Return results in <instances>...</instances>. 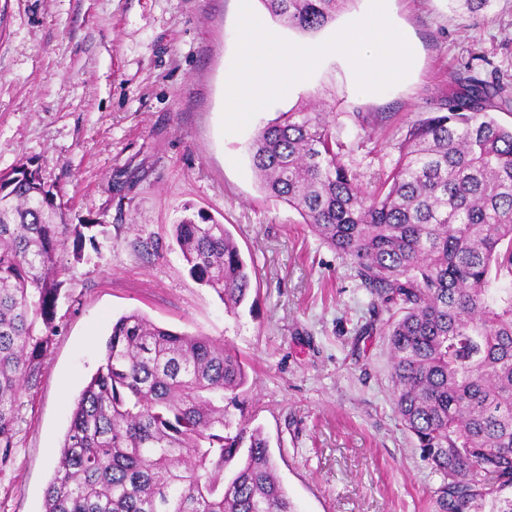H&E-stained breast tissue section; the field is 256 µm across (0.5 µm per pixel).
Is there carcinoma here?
<instances>
[{"label": "carcinoma", "instance_id": "obj_1", "mask_svg": "<svg viewBox=\"0 0 512 512\" xmlns=\"http://www.w3.org/2000/svg\"><path fill=\"white\" fill-rule=\"evenodd\" d=\"M315 33L352 0H260ZM439 111L412 122L374 185L344 161L333 108L306 105L260 128V190L285 202L350 262L385 305L394 405L442 477L448 512H512V101L497 80L451 76ZM0 469L16 447L20 394L52 344L66 268L96 247L71 224L39 167L0 173ZM173 237L190 274L235 315L254 269L223 224L185 216ZM248 383L214 340L160 327L138 311L112 324L102 364L71 414L45 512H295L267 440L233 424L224 398ZM231 476L224 477L225 470Z\"/></svg>", "mask_w": 512, "mask_h": 512}]
</instances>
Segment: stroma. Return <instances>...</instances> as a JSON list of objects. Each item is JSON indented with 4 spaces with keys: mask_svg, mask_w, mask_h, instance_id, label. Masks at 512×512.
Segmentation results:
<instances>
[{
    "mask_svg": "<svg viewBox=\"0 0 512 512\" xmlns=\"http://www.w3.org/2000/svg\"><path fill=\"white\" fill-rule=\"evenodd\" d=\"M390 9L415 39L408 83L367 100L331 60L302 93L226 135L238 0H0V172L38 162L70 222L97 231L82 262L62 256L66 294L41 382L20 398L0 512H44L72 409L113 321L133 311L245 360V416L296 512H442L441 479L395 412L385 307L295 210L265 196L247 152L280 113L326 101L346 160L370 184L408 125L438 111L450 74L470 66L512 86V0L477 14L461 0ZM189 205L225 224L254 267L253 310L227 314L190 275L171 234Z\"/></svg>",
    "mask_w": 512,
    "mask_h": 512,
    "instance_id": "obj_1",
    "label": "stroma"
}]
</instances>
